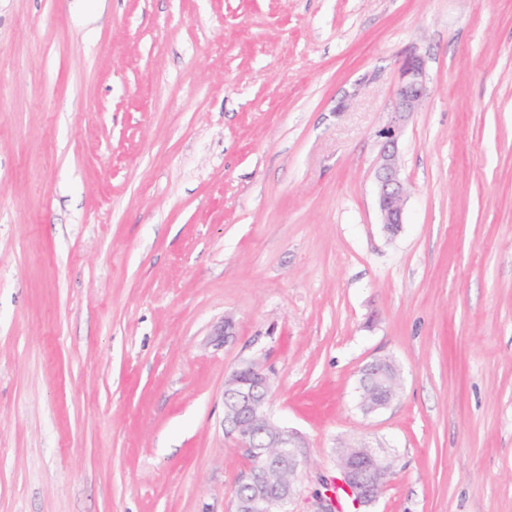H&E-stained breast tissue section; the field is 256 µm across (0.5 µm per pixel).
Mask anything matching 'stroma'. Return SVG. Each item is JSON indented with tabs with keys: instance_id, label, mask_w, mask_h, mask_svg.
<instances>
[{
	"instance_id": "stroma-1",
	"label": "stroma",
	"mask_w": 512,
	"mask_h": 512,
	"mask_svg": "<svg viewBox=\"0 0 512 512\" xmlns=\"http://www.w3.org/2000/svg\"><path fill=\"white\" fill-rule=\"evenodd\" d=\"M250 360L290 512L358 445L369 512H512V0H0V512H232ZM401 82L389 122L379 131L383 148L375 172L381 224L396 234L403 224L407 189L401 175L398 141L409 116L416 112L428 94L423 62L414 57L401 63ZM339 483L352 491L356 509L371 505L382 492L392 461L375 448H344L338 454Z\"/></svg>"
}]
</instances>
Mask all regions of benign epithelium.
Instances as JSON below:
<instances>
[{
	"mask_svg": "<svg viewBox=\"0 0 512 512\" xmlns=\"http://www.w3.org/2000/svg\"><path fill=\"white\" fill-rule=\"evenodd\" d=\"M428 94L423 62L408 57L401 63V82L389 122L379 131L383 148L375 172L377 201L381 223L386 231L396 234L403 224L407 189L401 175L398 141L409 116ZM379 386L373 389L375 402L369 410L385 407L393 399L391 381L394 367ZM273 379L255 363L247 362L231 371L224 382V393L232 394L236 403L224 411V419L232 426L225 429L244 455L265 457L261 467L244 470L252 485V493L243 501L234 500V512H289L294 486L293 478L303 464L298 434L278 424L269 411ZM265 434L267 447L256 448L250 437ZM392 461L374 448H345L338 454L339 483L352 491L357 509L371 505L382 492L391 471Z\"/></svg>",
	"mask_w": 512,
	"mask_h": 512,
	"instance_id": "benign-epithelium-1",
	"label": "benign epithelium"
}]
</instances>
